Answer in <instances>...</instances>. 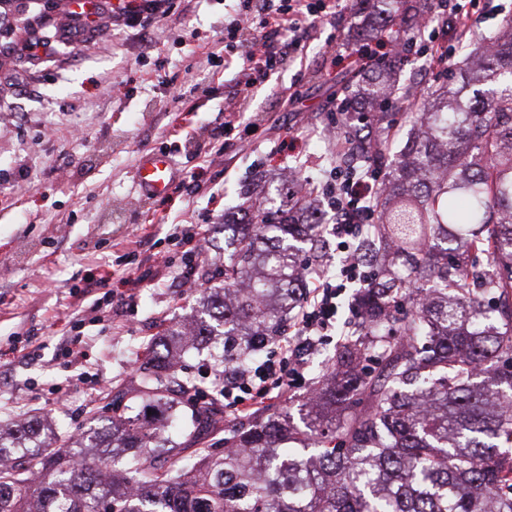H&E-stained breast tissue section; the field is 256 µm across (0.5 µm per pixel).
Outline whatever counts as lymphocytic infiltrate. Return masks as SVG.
Returning a JSON list of instances; mask_svg holds the SVG:
<instances>
[{
    "label": "lymphocytic infiltrate",
    "instance_id": "lymphocytic-infiltrate-1",
    "mask_svg": "<svg viewBox=\"0 0 512 512\" xmlns=\"http://www.w3.org/2000/svg\"><path fill=\"white\" fill-rule=\"evenodd\" d=\"M247 10L230 14L224 28L236 38L234 50L243 61L236 94L248 92L268 69L303 47L313 20L335 14V0H248ZM479 0H431L430 63L442 66L451 48L470 31ZM378 185L371 167L336 166L323 184L321 196L333 211L332 234L339 241L337 278L322 266L308 263L313 290L301 306L294 333L277 341L278 356L257 365L243 364L224 371V396L230 410L247 413L271 396H286L307 368V358L319 341L336 329V299L348 286L369 287L372 277L358 258L357 240L374 222L372 201Z\"/></svg>",
    "mask_w": 512,
    "mask_h": 512
}]
</instances>
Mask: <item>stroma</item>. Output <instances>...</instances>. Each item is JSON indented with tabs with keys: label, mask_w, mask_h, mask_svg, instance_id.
I'll list each match as a JSON object with an SVG mask.
<instances>
[{
	"label": "stroma",
	"mask_w": 512,
	"mask_h": 512,
	"mask_svg": "<svg viewBox=\"0 0 512 512\" xmlns=\"http://www.w3.org/2000/svg\"><path fill=\"white\" fill-rule=\"evenodd\" d=\"M112 3L97 0L76 40L67 36L73 18L64 0H18L20 25L0 35V425L43 416L62 442L109 425L113 400L138 376L143 343L197 308L199 290L178 283L190 245L173 240L176 226L205 225L201 261L219 268L224 225L241 222L246 194L284 213L302 203L318 209L323 229L322 248L305 258L336 261L332 215L313 196L333 161L338 106L358 80L350 56L369 28L353 0H342L335 16L317 20L303 54L250 89L229 119L242 61L224 52V19L242 0H170L166 14L140 26L125 24ZM508 15L512 0H486L449 71ZM40 20L55 49L32 69L20 48L23 24ZM172 77L194 85L192 111L173 101L165 85ZM299 82L307 96L289 103ZM218 126L223 151L206 154ZM155 149L173 153L176 180H192L191 189L141 198L135 169ZM160 255L171 266L156 264ZM103 278L120 300L94 313L83 289ZM19 336L30 337L29 356L15 352ZM74 336L85 361L62 346ZM339 341L324 338L302 384L268 411L305 416ZM182 365L223 407V365L209 356H187Z\"/></svg>",
	"instance_id": "35a3bbf8"
}]
</instances>
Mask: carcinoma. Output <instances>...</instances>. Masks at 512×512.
I'll use <instances>...</instances> for the list:
<instances>
[{
  "label": "carcinoma",
  "instance_id": "cac0c4a2",
  "mask_svg": "<svg viewBox=\"0 0 512 512\" xmlns=\"http://www.w3.org/2000/svg\"><path fill=\"white\" fill-rule=\"evenodd\" d=\"M421 13V0H389L366 40L407 35ZM364 94L386 102L395 90L378 75ZM415 107L400 152L376 134L350 145L383 173L362 249L377 274L304 427L286 411L256 416L223 453L196 449L190 469L177 439L151 427L169 416L181 438L203 419L221 428L218 414L184 409L187 341L222 336L221 360L244 363L301 301L299 244L317 239L316 212L249 198L251 220L224 224L233 250L208 320L146 344L97 454L51 447L37 422L18 436L0 428V512H512V15Z\"/></svg>",
  "mask_w": 512,
  "mask_h": 512
}]
</instances>
